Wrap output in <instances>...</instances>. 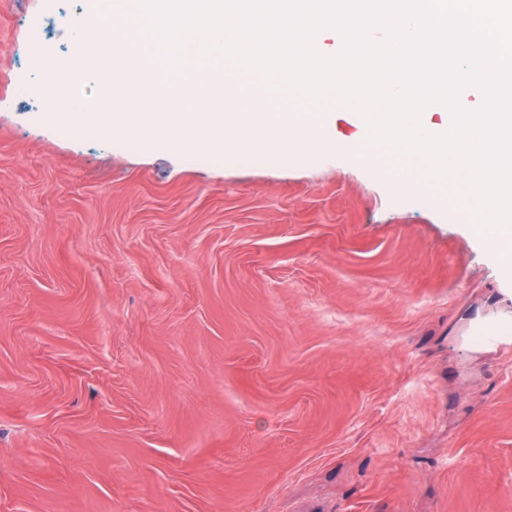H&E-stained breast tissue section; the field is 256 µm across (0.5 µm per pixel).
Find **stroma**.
<instances>
[{
	"mask_svg": "<svg viewBox=\"0 0 512 512\" xmlns=\"http://www.w3.org/2000/svg\"><path fill=\"white\" fill-rule=\"evenodd\" d=\"M92 10L0 0V512H512V350L470 337L512 280L456 184L63 134Z\"/></svg>",
	"mask_w": 512,
	"mask_h": 512,
	"instance_id": "35a3bbf8",
	"label": "stroma"
}]
</instances>
